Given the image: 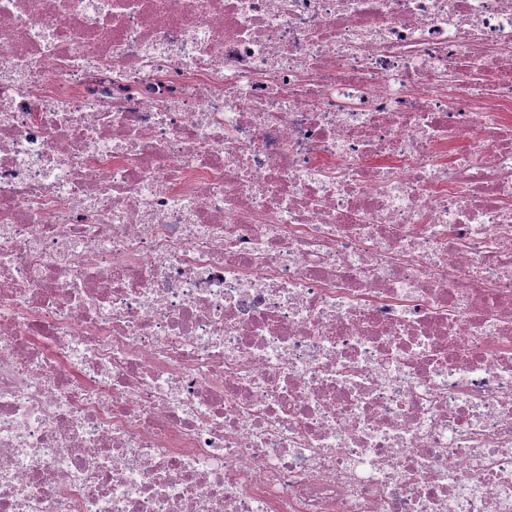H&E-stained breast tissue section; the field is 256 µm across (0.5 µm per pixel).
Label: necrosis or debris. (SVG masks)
<instances>
[{
  "instance_id": "1",
  "label": "necrosis or debris",
  "mask_w": 512,
  "mask_h": 512,
  "mask_svg": "<svg viewBox=\"0 0 512 512\" xmlns=\"http://www.w3.org/2000/svg\"><path fill=\"white\" fill-rule=\"evenodd\" d=\"M0 512H512V0H0Z\"/></svg>"
}]
</instances>
